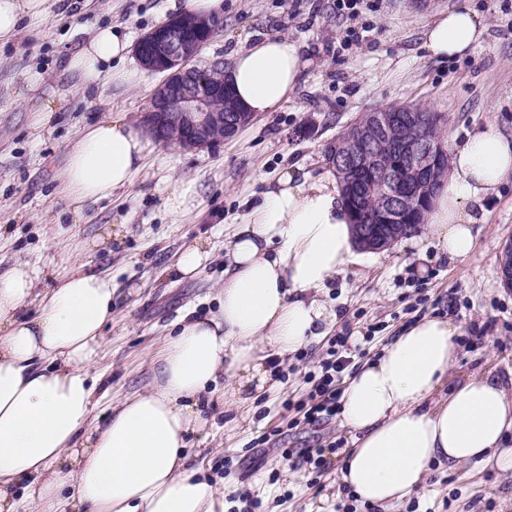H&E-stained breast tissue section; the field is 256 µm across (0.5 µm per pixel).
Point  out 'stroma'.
<instances>
[{
	"instance_id": "35a3bbf8",
	"label": "stroma",
	"mask_w": 512,
	"mask_h": 512,
	"mask_svg": "<svg viewBox=\"0 0 512 512\" xmlns=\"http://www.w3.org/2000/svg\"><path fill=\"white\" fill-rule=\"evenodd\" d=\"M460 5L484 17L481 44L462 58L428 57L427 20ZM173 15L170 0H92L78 14L25 20L15 40L0 44V272L25 260L59 273L80 261L111 274L112 329L92 370L108 404L148 385L153 359L181 316L217 309L224 247L265 184L292 165L325 172L327 147L357 117L418 104L440 116L449 144L492 119L512 133V0H363L355 16L338 13L336 0H222L224 26L195 66L227 59L263 34L288 36L304 47L288 103L207 148L152 141L129 185L74 217L58 193L68 145L86 125L109 116L137 121L162 77L146 72L137 85L118 88L103 76L86 89L67 73L68 59L97 27L120 26L137 39ZM34 73L41 85L31 91L26 78ZM55 91L63 98L51 126L36 127V111ZM179 179L197 181L203 194L193 212L176 216L165 199ZM478 218L474 247L463 260L438 257L422 230L384 250H356L322 295L335 318L325 336L305 347V361L284 359L276 385L247 403L220 386L200 396L202 429L187 438L190 467L230 491H250L265 512H337L350 504L368 512L338 479L350 431L335 419L292 426L294 413L283 407L305 398V373L339 334L372 333L364 345L371 358L404 326L444 317L459 328L458 356L439 396L487 373L511 391L512 287L503 281L500 257L512 240V182L484 201ZM198 238L208 242L210 262L195 279H167L177 251ZM264 433L270 441L253 446ZM328 445L336 449L333 467L313 487L303 468L280 455L284 448ZM227 457L233 467L224 476L217 467ZM377 512H512V471L435 464L419 489Z\"/></svg>"
}]
</instances>
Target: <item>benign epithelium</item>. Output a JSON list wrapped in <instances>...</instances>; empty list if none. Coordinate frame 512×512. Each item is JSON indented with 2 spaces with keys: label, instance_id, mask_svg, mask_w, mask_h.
<instances>
[{
  "label": "benign epithelium",
  "instance_id": "benign-epithelium-1",
  "mask_svg": "<svg viewBox=\"0 0 512 512\" xmlns=\"http://www.w3.org/2000/svg\"><path fill=\"white\" fill-rule=\"evenodd\" d=\"M224 27L217 14L199 16L184 12L145 33L136 43L135 54L142 67L165 74L140 117L154 137L185 149L207 148L256 120L249 112H227L224 104V62L204 70L191 66L209 39ZM418 128L415 112L403 105L381 109L350 127V137L331 164L344 174H362L373 168L379 148L391 142L395 152L412 162L386 165L378 170L389 186L386 220L383 224H360L359 235L367 243L393 245L404 216L417 217L425 205V187L444 153L441 138L427 141L405 137V129Z\"/></svg>",
  "mask_w": 512,
  "mask_h": 512
}]
</instances>
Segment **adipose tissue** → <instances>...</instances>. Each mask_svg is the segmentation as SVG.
Listing matches in <instances>:
<instances>
[{
  "label": "adipose tissue",
  "instance_id": "adipose-tissue-1",
  "mask_svg": "<svg viewBox=\"0 0 512 512\" xmlns=\"http://www.w3.org/2000/svg\"><path fill=\"white\" fill-rule=\"evenodd\" d=\"M68 10L67 0H0V42L24 18ZM482 16L466 6L427 22L428 56L476 47ZM132 37L95 29L68 61L84 84L109 74L118 86L141 79L126 66ZM302 47L265 35L236 49L224 74L236 99L259 115L282 109L295 90ZM150 141L122 116L80 131L67 151L60 194L74 211L111 198L140 171ZM512 181V136L496 122L452 145L448 173L426 213L439 256L473 249L474 207ZM350 216L335 180L287 169L238 226L224 266L218 312L184 315L153 365L145 392L104 420L89 370L112 322V279L76 265L37 291L43 268L22 261L0 273V512H224V490L188 469V434L198 397L219 379L233 396L270 383L267 361L322 336L333 314L319 300L352 256ZM459 329L425 318L348 378L340 418L354 446L340 482L359 501L387 506L419 488L432 463H495L512 471V396L491 376L470 378L435 399L456 354Z\"/></svg>",
  "mask_w": 512,
  "mask_h": 512
}]
</instances>
